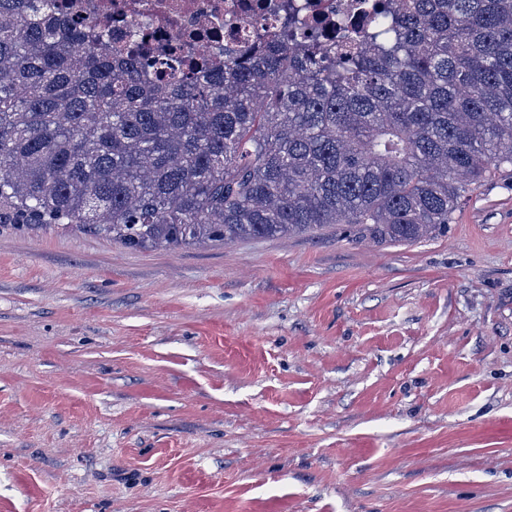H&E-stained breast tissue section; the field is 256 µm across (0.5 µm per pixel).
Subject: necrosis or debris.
<instances>
[{"mask_svg": "<svg viewBox=\"0 0 512 512\" xmlns=\"http://www.w3.org/2000/svg\"><path fill=\"white\" fill-rule=\"evenodd\" d=\"M70 21L103 33L106 48L130 35L147 39L152 57L179 53L183 69H213L222 57L212 48L227 32L246 36L252 18L272 12L281 0H67Z\"/></svg>", "mask_w": 512, "mask_h": 512, "instance_id": "4bbe7bcc", "label": "necrosis or debris"}]
</instances>
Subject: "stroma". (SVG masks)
<instances>
[{
  "mask_svg": "<svg viewBox=\"0 0 512 512\" xmlns=\"http://www.w3.org/2000/svg\"><path fill=\"white\" fill-rule=\"evenodd\" d=\"M0 512H512V174L409 245L0 227Z\"/></svg>",
  "mask_w": 512,
  "mask_h": 512,
  "instance_id": "stroma-1",
  "label": "stroma"
}]
</instances>
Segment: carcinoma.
<instances>
[{
	"mask_svg": "<svg viewBox=\"0 0 512 512\" xmlns=\"http://www.w3.org/2000/svg\"><path fill=\"white\" fill-rule=\"evenodd\" d=\"M317 37L294 0L209 73L143 41L105 56L62 0H0V219L134 251L346 224L375 243L448 231L512 168V0H384Z\"/></svg>",
	"mask_w": 512,
	"mask_h": 512,
	"instance_id": "obj_1",
	"label": "carcinoma"
}]
</instances>
